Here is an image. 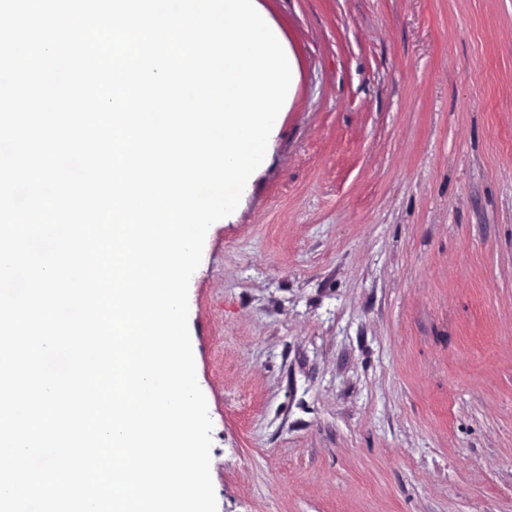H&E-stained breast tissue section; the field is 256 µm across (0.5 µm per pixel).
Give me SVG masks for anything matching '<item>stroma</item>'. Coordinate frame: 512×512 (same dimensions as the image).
Instances as JSON below:
<instances>
[{
    "label": "stroma",
    "instance_id": "1",
    "mask_svg": "<svg viewBox=\"0 0 512 512\" xmlns=\"http://www.w3.org/2000/svg\"><path fill=\"white\" fill-rule=\"evenodd\" d=\"M294 80L188 328L217 512H512V0H258Z\"/></svg>",
    "mask_w": 512,
    "mask_h": 512
}]
</instances>
